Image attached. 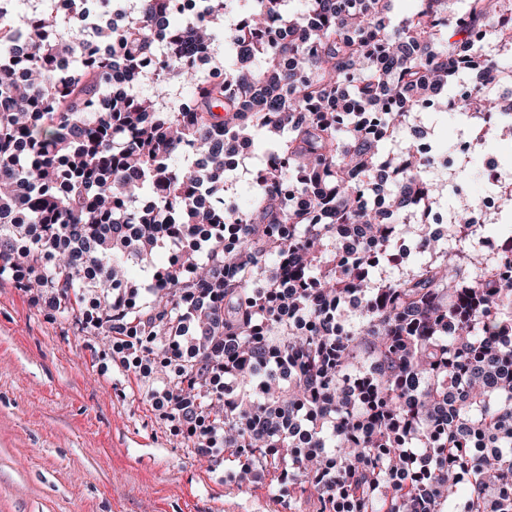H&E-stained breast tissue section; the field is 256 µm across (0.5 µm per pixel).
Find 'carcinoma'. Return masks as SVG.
Masks as SVG:
<instances>
[{"instance_id": "cac0c4a2", "label": "carcinoma", "mask_w": 512, "mask_h": 512, "mask_svg": "<svg viewBox=\"0 0 512 512\" xmlns=\"http://www.w3.org/2000/svg\"><path fill=\"white\" fill-rule=\"evenodd\" d=\"M16 2L0 0V272L124 337L163 417L192 409L186 447L222 444L237 482L265 472L290 512L306 493L316 512H512V272L469 248V200L446 238L407 222L470 168L442 182L408 147L383 153L450 97L496 116L482 148L512 136V101L485 92L512 68L476 39L512 45V0H417L400 20L393 0H71L61 37ZM463 69L479 82L458 99ZM257 136L251 206L226 210L225 160ZM400 240L420 259L384 276Z\"/></svg>"}]
</instances>
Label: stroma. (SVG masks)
Instances as JSON below:
<instances>
[{"label": "stroma", "mask_w": 512, "mask_h": 512, "mask_svg": "<svg viewBox=\"0 0 512 512\" xmlns=\"http://www.w3.org/2000/svg\"><path fill=\"white\" fill-rule=\"evenodd\" d=\"M0 274V512H277L163 419L156 374Z\"/></svg>", "instance_id": "stroma-1"}]
</instances>
